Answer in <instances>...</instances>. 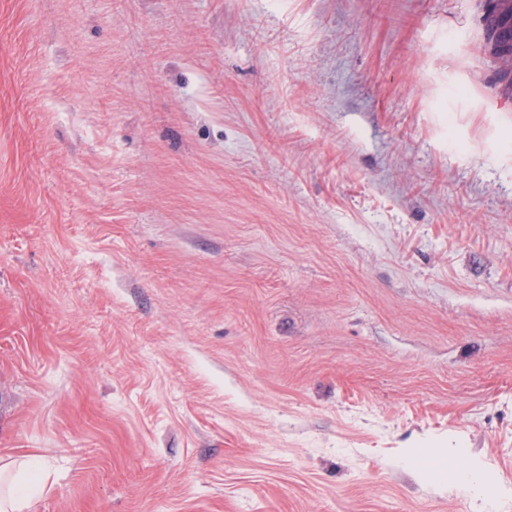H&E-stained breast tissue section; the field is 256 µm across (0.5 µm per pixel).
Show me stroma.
Masks as SVG:
<instances>
[{"label": "stroma", "mask_w": 512, "mask_h": 512, "mask_svg": "<svg viewBox=\"0 0 512 512\" xmlns=\"http://www.w3.org/2000/svg\"><path fill=\"white\" fill-rule=\"evenodd\" d=\"M491 5L0 0V455L54 471L33 512H512Z\"/></svg>", "instance_id": "stroma-1"}]
</instances>
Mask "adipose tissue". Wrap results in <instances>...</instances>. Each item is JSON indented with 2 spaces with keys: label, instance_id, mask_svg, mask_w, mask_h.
Segmentation results:
<instances>
[{
  "label": "adipose tissue",
  "instance_id": "1",
  "mask_svg": "<svg viewBox=\"0 0 512 512\" xmlns=\"http://www.w3.org/2000/svg\"><path fill=\"white\" fill-rule=\"evenodd\" d=\"M51 483V471L37 457H0V512H30Z\"/></svg>",
  "mask_w": 512,
  "mask_h": 512
}]
</instances>
